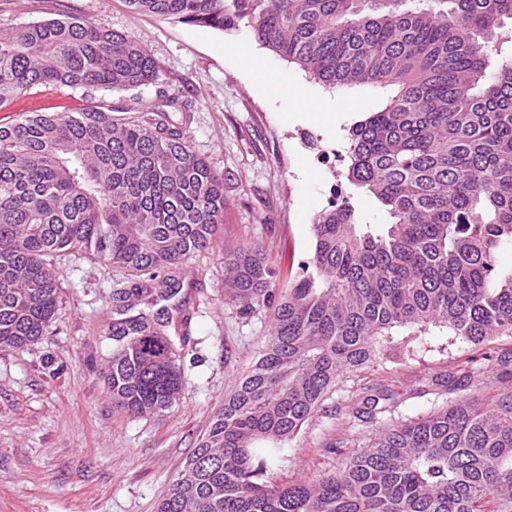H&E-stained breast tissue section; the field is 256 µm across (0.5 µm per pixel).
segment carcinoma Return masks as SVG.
<instances>
[{
  "label": "carcinoma",
  "instance_id": "obj_1",
  "mask_svg": "<svg viewBox=\"0 0 512 512\" xmlns=\"http://www.w3.org/2000/svg\"><path fill=\"white\" fill-rule=\"evenodd\" d=\"M134 14L255 39L331 88L396 86L349 129L347 180L392 222L363 224L348 201L314 219L313 255L276 291L257 243L224 255L241 312L278 298L253 365L234 383L158 512H512V371L490 400L461 396L425 418L394 421L316 480H266L280 445L324 408L379 337L428 324L474 345L512 336V0H126ZM501 63L487 75L489 58ZM147 47L89 19L0 29V109L35 86L130 91L156 78ZM224 177L165 110L95 104L25 112L0 124V348L38 342L55 316L54 259L84 252L160 297L213 247ZM169 321L112 324V404L160 416L184 375ZM387 391L353 417L393 413Z\"/></svg>",
  "mask_w": 512,
  "mask_h": 512
}]
</instances>
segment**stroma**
<instances>
[{
    "label": "stroma",
    "mask_w": 512,
    "mask_h": 512,
    "mask_svg": "<svg viewBox=\"0 0 512 512\" xmlns=\"http://www.w3.org/2000/svg\"><path fill=\"white\" fill-rule=\"evenodd\" d=\"M66 16L135 36L151 52L156 80L123 93L36 88L1 110L0 122L24 112L75 111L93 100L166 105L174 123L187 124L196 153L224 176V222L213 251L179 271L184 286L176 295L131 310L119 295L132 276L84 254L59 260L60 302L49 331L28 347L0 349V512H157L269 332L272 305L243 315L231 303L225 250L260 243L284 288L309 262L311 224L332 201L349 200L362 223H389L345 172L349 129L383 109L395 89L326 87L257 42L243 23L222 32L134 14L126 0H0V27ZM134 311L164 314L188 332L180 399L158 417L120 412L104 381L113 346L107 328ZM500 357H512V336L476 347L434 325L392 329L370 366L339 382L323 410L281 444L274 481L335 471L389 420L446 407L450 397L433 379L483 389ZM371 389L393 391L392 417L351 416Z\"/></svg>",
    "instance_id": "obj_1"
}]
</instances>
